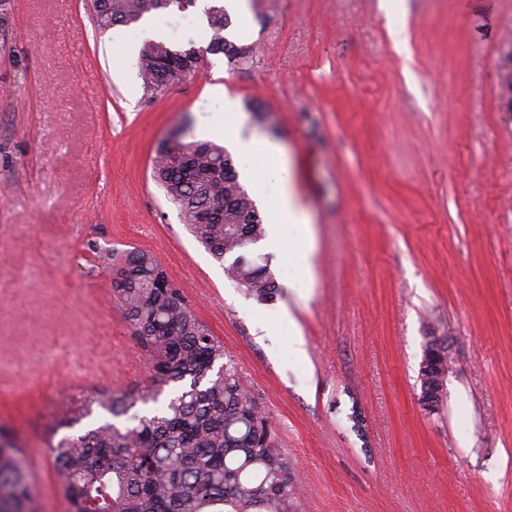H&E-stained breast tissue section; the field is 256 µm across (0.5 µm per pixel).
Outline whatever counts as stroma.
Here are the masks:
<instances>
[{"mask_svg":"<svg viewBox=\"0 0 512 512\" xmlns=\"http://www.w3.org/2000/svg\"><path fill=\"white\" fill-rule=\"evenodd\" d=\"M251 3L225 32L256 44L249 61L208 56L151 100L139 51L97 30L88 0L0 6V427L40 512L68 510L47 447L68 405L149 381L101 248L152 254L223 342L294 464L300 512H512V0H406L391 22L378 0ZM203 9L177 33L180 12L148 19L203 47ZM228 96L282 144L313 217L307 257L252 247L281 286L268 304L151 176L182 124L210 140ZM432 336L451 359L434 406L417 381Z\"/></svg>","mask_w":512,"mask_h":512,"instance_id":"1","label":"stroma"}]
</instances>
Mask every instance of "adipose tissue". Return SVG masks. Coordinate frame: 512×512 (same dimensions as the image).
Listing matches in <instances>:
<instances>
[{
  "label": "adipose tissue",
  "instance_id": "obj_1",
  "mask_svg": "<svg viewBox=\"0 0 512 512\" xmlns=\"http://www.w3.org/2000/svg\"><path fill=\"white\" fill-rule=\"evenodd\" d=\"M245 117L237 112L233 99L224 101V119L213 129L231 146L250 175L257 192H264L268 184L276 191L268 195L266 222L271 230L270 244L278 255L287 256L309 248L306 237L311 218L302 209L292 192L283 148L276 140L248 133L244 130Z\"/></svg>",
  "mask_w": 512,
  "mask_h": 512
}]
</instances>
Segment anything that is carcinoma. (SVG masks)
<instances>
[{
  "label": "carcinoma",
  "instance_id": "1",
  "mask_svg": "<svg viewBox=\"0 0 512 512\" xmlns=\"http://www.w3.org/2000/svg\"><path fill=\"white\" fill-rule=\"evenodd\" d=\"M196 0H95L101 31L130 26L152 11H186ZM209 41L181 48L154 41L141 52L138 76L154 98L195 75L206 55L238 62L252 46L224 32L232 25L222 5L205 9ZM183 128L152 159L154 180L182 224L246 295L271 302L280 285L269 261L247 257L263 240V218L239 181L236 161L212 141L186 142ZM119 281L113 292L153 373L143 392L102 395L71 407L52 431L49 448L58 488L70 512H299L297 476L272 421L245 388L236 364L169 281L150 253H109ZM448 373V354L427 341L419 367L421 398ZM173 393L161 398L165 388ZM158 409L120 428L112 422L72 433L98 405L115 418L139 403ZM65 429L67 433L59 434ZM0 512H37L29 461L12 433L0 428Z\"/></svg>",
  "mask_w": 512,
  "mask_h": 512
}]
</instances>
